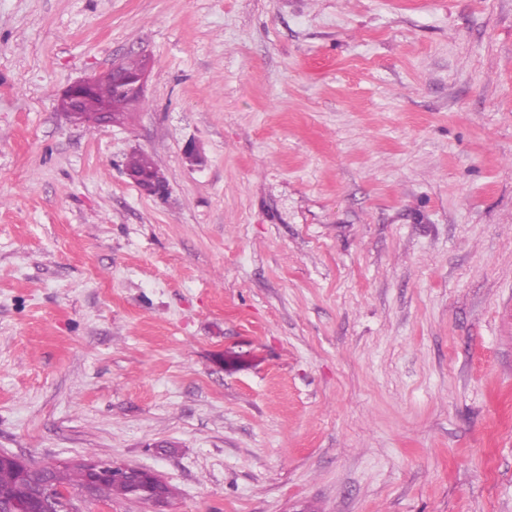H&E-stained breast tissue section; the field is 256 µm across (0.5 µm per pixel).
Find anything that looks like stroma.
I'll list each match as a JSON object with an SVG mask.
<instances>
[{
	"label": "stroma",
	"mask_w": 512,
	"mask_h": 512,
	"mask_svg": "<svg viewBox=\"0 0 512 512\" xmlns=\"http://www.w3.org/2000/svg\"><path fill=\"white\" fill-rule=\"evenodd\" d=\"M129 56L125 122L58 112ZM0 450L512 512V0H0ZM154 164L149 156L144 153H133L126 162L127 174L140 175L150 172L154 169ZM135 183L144 191L154 194L163 195L167 191L166 181L157 169L153 170L148 176L132 177L128 175Z\"/></svg>",
	"instance_id": "obj_1"
}]
</instances>
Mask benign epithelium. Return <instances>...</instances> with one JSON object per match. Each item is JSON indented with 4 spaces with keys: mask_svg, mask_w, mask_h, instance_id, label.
I'll return each mask as SVG.
<instances>
[{
    "mask_svg": "<svg viewBox=\"0 0 512 512\" xmlns=\"http://www.w3.org/2000/svg\"><path fill=\"white\" fill-rule=\"evenodd\" d=\"M114 86L112 100L90 117L81 114L79 104L96 86L98 77H91L70 84L60 96L64 103L62 113L75 125L97 126L116 121V112L125 107L133 109L143 102L147 70L129 74L115 64L108 71ZM133 181L144 191L163 195L167 191L166 181L158 170L147 176L135 177ZM0 461L12 462L24 468V477L29 482L30 500L39 512H75L70 508L72 497H63L52 481L53 466L49 462L35 463L13 453L0 451ZM86 481L81 494L98 500L107 499V489L114 481H125L131 486L132 500L154 507L166 504L162 491L163 480L158 474L136 467L119 465L114 462L88 461L83 464Z\"/></svg>",
    "mask_w": 512,
    "mask_h": 512,
    "instance_id": "obj_1",
    "label": "benign epithelium"
}]
</instances>
